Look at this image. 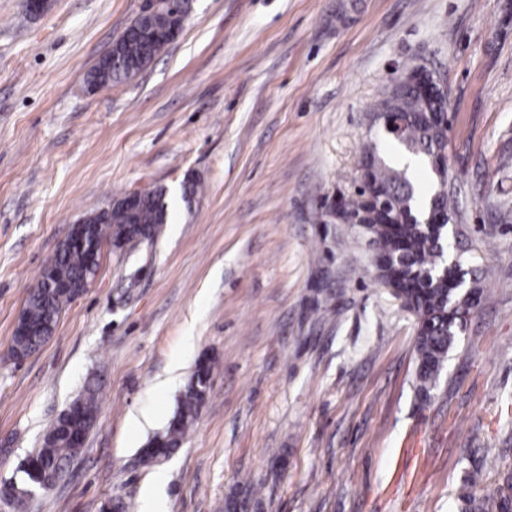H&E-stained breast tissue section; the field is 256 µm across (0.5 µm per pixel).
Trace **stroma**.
I'll return each instance as SVG.
<instances>
[{
  "mask_svg": "<svg viewBox=\"0 0 512 512\" xmlns=\"http://www.w3.org/2000/svg\"><path fill=\"white\" fill-rule=\"evenodd\" d=\"M144 0H0V481L85 387L99 413L68 476L27 512H459L482 466L512 471V0H188L127 82L86 78ZM448 85V187L470 315L430 398L414 316L373 278L352 196L370 108L413 66ZM198 192L182 199L186 181ZM164 188L152 241L106 247L93 284L18 361L15 325L82 217ZM210 393L172 456L198 359ZM211 389V366L208 360H201L191 376L181 403L169 422L168 427L154 436L141 454L148 460L171 455L180 447L183 438L197 418L200 406Z\"/></svg>",
  "mask_w": 512,
  "mask_h": 512,
  "instance_id": "stroma-1",
  "label": "stroma"
}]
</instances>
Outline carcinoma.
<instances>
[{"label":"carcinoma","mask_w":512,"mask_h":512,"mask_svg":"<svg viewBox=\"0 0 512 512\" xmlns=\"http://www.w3.org/2000/svg\"><path fill=\"white\" fill-rule=\"evenodd\" d=\"M169 43L168 39L156 38L123 43L119 51L112 52L103 80L109 85L126 81L131 69L145 67ZM447 112L448 105L440 94L420 85L418 77L400 74L371 109L370 122L386 139L424 161L437 176L448 173ZM361 169L366 187L358 188L356 199L340 201L339 209L346 215L369 213L370 191L387 200V206L382 208L383 220L371 222L367 231L378 245L374 278L387 288L400 289L407 308L416 317V380L420 392L427 396L438 386L448 354L469 315L482 302V274L470 271L469 285L464 289L457 284L456 266L446 258L448 225L443 219L455 210L447 189L441 188L422 200L407 171L388 163L370 143L364 146ZM147 194V202L135 215L114 208L96 216L89 225V240L97 244L115 242L134 232L149 239L157 237L168 222L166 192L157 188ZM98 268L90 245L70 243L63 248L53 270L41 271L18 319L24 334L11 338L10 350L16 359L26 358L52 336L63 308L73 300L74 289L92 281ZM210 389L211 366L209 361L201 360L168 427L154 436L141 454L151 460L175 452ZM70 407L79 419L63 415L57 418L41 447L28 456L24 485L34 489L53 485L81 452L73 434L85 432L95 423L99 410L97 390H88ZM505 484L506 492L497 488L479 497L461 496L460 512H512V478L505 477ZM250 509L251 499L247 496L232 494L225 499L224 512Z\"/></svg>","instance_id":"1"}]
</instances>
